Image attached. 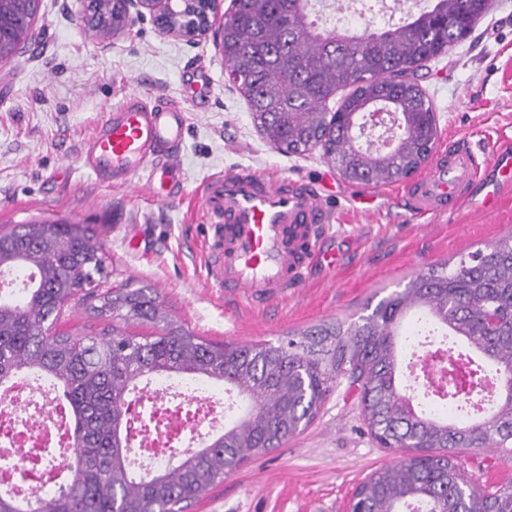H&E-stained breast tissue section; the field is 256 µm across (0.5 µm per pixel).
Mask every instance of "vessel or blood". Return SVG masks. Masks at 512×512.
<instances>
[{"label":"vessel or blood","mask_w":512,"mask_h":512,"mask_svg":"<svg viewBox=\"0 0 512 512\" xmlns=\"http://www.w3.org/2000/svg\"><path fill=\"white\" fill-rule=\"evenodd\" d=\"M186 126L187 113L178 102L126 93L84 141L78 164L111 187L146 174L154 200H173L186 182L180 162ZM480 174L469 141H449L429 170L405 186L402 204L416 219L447 213L468 200ZM202 202L207 281L257 306L306 280L321 236L340 220L321 181L287 180L244 166L208 176Z\"/></svg>","instance_id":"1"}]
</instances>
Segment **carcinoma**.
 I'll list each match as a JSON object with an SVG mask.
<instances>
[{"mask_svg": "<svg viewBox=\"0 0 512 512\" xmlns=\"http://www.w3.org/2000/svg\"><path fill=\"white\" fill-rule=\"evenodd\" d=\"M103 38L119 29L120 0H90ZM486 0H432L380 31L339 36L313 17L312 0H232L224 14V70L245 99L254 126L277 151L319 148L340 176L355 184L406 179L429 159L437 139L435 110L419 83V67L469 34L468 18ZM32 5L0 0V60L31 39ZM343 92L331 111L327 101ZM403 118L392 154L355 147L353 121L374 103ZM109 256L98 227L38 220L0 232V271L25 269L19 299L0 295V383L28 371L64 388L73 417L71 479L35 500L0 492V512H183L224 475L280 447L309 425L344 382L364 424L399 461L362 483L348 512H512V482L477 487L455 463L463 449L512 439V236L454 265L438 262L356 321L336 320L276 343L216 342L169 319L147 286H106ZM104 323L97 332H55L70 304ZM418 312L463 341L475 371L496 380L491 410L462 420L430 412L402 385L403 324ZM158 333L138 339L131 323ZM190 375L224 382L249 406L239 421L177 464L134 474L124 412L148 375Z\"/></svg>", "mask_w": 512, "mask_h": 512, "instance_id": "obj_1", "label": "carcinoma"}]
</instances>
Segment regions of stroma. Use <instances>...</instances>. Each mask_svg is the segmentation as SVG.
<instances>
[{"label":"stroma","instance_id":"obj_1","mask_svg":"<svg viewBox=\"0 0 512 512\" xmlns=\"http://www.w3.org/2000/svg\"><path fill=\"white\" fill-rule=\"evenodd\" d=\"M88 0H42L35 38L0 65V225L68 219L95 224L109 255V281L158 290L169 315L213 341H275L331 320L355 319L436 262L512 235V190L494 215L470 202L431 219L409 218L398 185L384 186L368 208L353 207L333 177L343 223L323 241L336 269L313 266L287 298L256 309L225 299L205 278L199 184L209 173L249 166L291 178L329 166L320 149H273L256 130L245 100L224 78L213 41L164 34L152 21L99 41L82 17ZM439 140L464 137L484 153L512 143V0H495L476 30L420 71ZM164 96L188 112L181 163L183 198L160 203L145 177L114 188L79 169L83 141L125 91ZM363 423L354 396L338 387L317 418L280 448L244 463L186 512H345L356 487L399 460ZM457 463L483 485L512 481V441L465 450Z\"/></svg>","mask_w":512,"mask_h":512}]
</instances>
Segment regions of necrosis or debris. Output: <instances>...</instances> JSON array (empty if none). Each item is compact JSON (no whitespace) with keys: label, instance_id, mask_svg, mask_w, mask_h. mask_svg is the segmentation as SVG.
<instances>
[{"label":"necrosis or debris","instance_id":"4bbe7bcc","mask_svg":"<svg viewBox=\"0 0 512 512\" xmlns=\"http://www.w3.org/2000/svg\"><path fill=\"white\" fill-rule=\"evenodd\" d=\"M139 393L148 412L163 424V433L137 431L133 446L146 452L151 468L173 462L176 440L188 426H224L227 406L223 392L185 379L150 381ZM66 402L54 383L22 372L0 385V489L24 497H39L61 487L62 453L71 451Z\"/></svg>","mask_w":512,"mask_h":512}]
</instances>
